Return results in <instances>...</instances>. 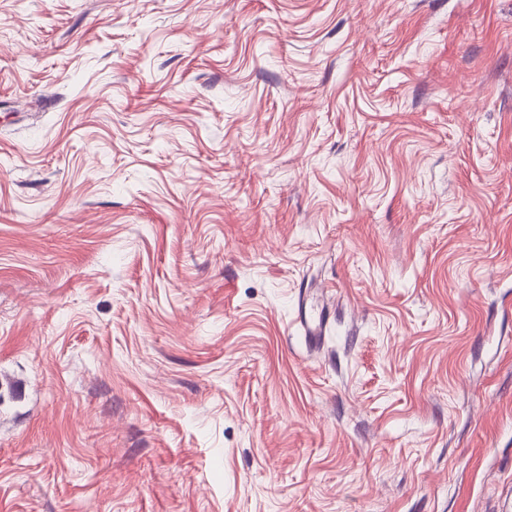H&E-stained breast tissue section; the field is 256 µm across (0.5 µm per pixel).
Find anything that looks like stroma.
Wrapping results in <instances>:
<instances>
[{"mask_svg":"<svg viewBox=\"0 0 512 512\" xmlns=\"http://www.w3.org/2000/svg\"><path fill=\"white\" fill-rule=\"evenodd\" d=\"M0 512H512V0H0ZM297 319L304 329L309 343L313 346H317L323 339L327 330V321L325 318L322 314L315 316L312 312H308L306 306H304L303 310L299 309Z\"/></svg>","mask_w":512,"mask_h":512,"instance_id":"obj_1","label":"stroma"}]
</instances>
